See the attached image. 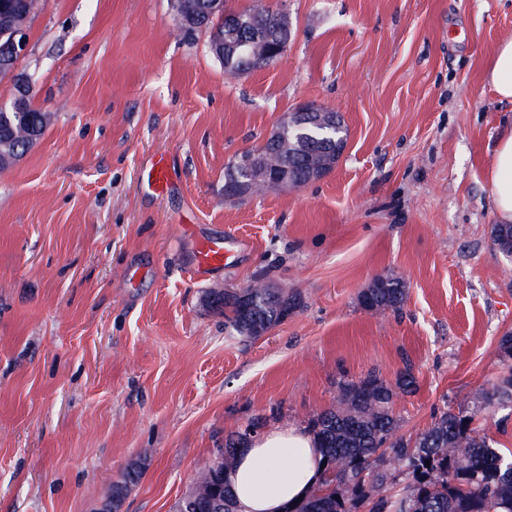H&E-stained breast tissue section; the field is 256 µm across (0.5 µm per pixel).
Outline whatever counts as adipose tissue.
Returning <instances> with one entry per match:
<instances>
[{"label": "adipose tissue", "instance_id": "ef3b65f1", "mask_svg": "<svg viewBox=\"0 0 512 512\" xmlns=\"http://www.w3.org/2000/svg\"><path fill=\"white\" fill-rule=\"evenodd\" d=\"M488 182L500 223H512V126L501 131ZM316 441L305 428H276L240 452L230 475L240 512H280L307 493L319 474Z\"/></svg>", "mask_w": 512, "mask_h": 512}]
</instances>
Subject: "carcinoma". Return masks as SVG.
Masks as SVG:
<instances>
[{
	"label": "carcinoma",
	"mask_w": 512,
	"mask_h": 512,
	"mask_svg": "<svg viewBox=\"0 0 512 512\" xmlns=\"http://www.w3.org/2000/svg\"><path fill=\"white\" fill-rule=\"evenodd\" d=\"M37 0H0V80L18 86L24 73L15 72L11 60L12 38L29 28ZM255 19L246 13L240 27L224 28V15H206L205 29L239 36L257 28L272 31L274 5ZM36 80H31L22 100L12 98L0 107V171L12 167L43 136L51 120L33 103ZM298 143L292 174L303 177V159L325 144L323 136L294 139ZM492 237L499 252L512 257V224H495ZM248 294L250 304L242 301ZM405 299L403 283L381 276L360 296L363 308L375 314L400 309ZM207 307L222 316L224 324L250 339L258 338L288 318L296 298L281 288L214 289ZM416 390L410 367L389 382L376 374L340 383L336 405L308 422L321 459L325 460L318 484L302 499L284 506L283 512H512V454L479 434L475 420L492 407H512V371L488 391L477 396L480 406L471 411L444 409L424 432L411 439L401 433L393 410L398 393ZM259 417L243 430L224 439L214 462L218 467L200 480L207 488L193 497L191 512H239L229 481L238 451L261 427ZM142 476L131 466L112 486V505L119 507L129 485Z\"/></svg>",
	"instance_id": "cac0c4a2"
}]
</instances>
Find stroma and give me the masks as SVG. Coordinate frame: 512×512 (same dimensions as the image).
I'll list each match as a JSON object with an SVG mask.
<instances>
[{
  "instance_id": "stroma-1",
  "label": "stroma",
  "mask_w": 512,
  "mask_h": 512,
  "mask_svg": "<svg viewBox=\"0 0 512 512\" xmlns=\"http://www.w3.org/2000/svg\"><path fill=\"white\" fill-rule=\"evenodd\" d=\"M287 51L231 79L170 0H39L29 51L39 142L0 174V512H171L226 435L307 426L341 382L411 368L416 436L511 366L512 261L488 184L512 104L489 82L512 0H281ZM338 109L348 145L301 190L229 199L224 170L283 115ZM176 172L156 194L157 157ZM198 234L230 242L193 277ZM406 285L372 315L375 278ZM302 305L258 339L205 309L255 278ZM403 283L394 277H378L371 288L360 296L363 308L374 314H384L386 311L400 309L405 299ZM142 476V468L139 466H130L122 472L120 479L112 486V505L118 509L124 493L130 484L136 483ZM112 505L105 502L100 512H108L112 510Z\"/></svg>"
}]
</instances>
